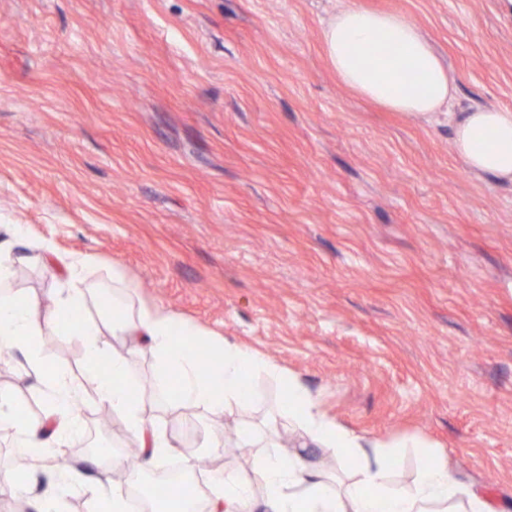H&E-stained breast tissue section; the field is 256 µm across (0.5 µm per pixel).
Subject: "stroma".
Wrapping results in <instances>:
<instances>
[{"instance_id":"obj_1","label":"stroma","mask_w":512,"mask_h":512,"mask_svg":"<svg viewBox=\"0 0 512 512\" xmlns=\"http://www.w3.org/2000/svg\"><path fill=\"white\" fill-rule=\"evenodd\" d=\"M414 21L455 79L448 111L405 117L346 87L320 35L340 8ZM512 108V13L501 0H0V221L21 224L15 286L53 308L61 276L31 263L93 255L89 282L120 267L138 300L247 347L297 376L354 435L396 447L394 480L447 455L459 482L512 508V182L468 172L451 113ZM45 355L84 385L67 471L104 487L126 457L119 414L102 420L84 351L64 330ZM0 393L44 409L16 348ZM215 416L161 403L143 415L242 474L250 456L199 438L267 427L285 387ZM17 481L0 432V493Z\"/></svg>"}]
</instances>
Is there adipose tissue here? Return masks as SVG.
Returning a JSON list of instances; mask_svg holds the SVG:
<instances>
[{"instance_id":"1","label":"adipose tissue","mask_w":512,"mask_h":512,"mask_svg":"<svg viewBox=\"0 0 512 512\" xmlns=\"http://www.w3.org/2000/svg\"><path fill=\"white\" fill-rule=\"evenodd\" d=\"M321 43L340 81L388 111L424 116L439 111L454 96L447 69L417 25L403 15L345 7L323 26ZM358 45L377 49L376 59L353 56ZM451 139L467 171L512 180V109L477 106L460 113L451 124ZM21 232V225L0 224V353L18 346L26 349L31 369L42 377L47 408L42 421L25 422L20 403L0 395V431L11 432L25 473L48 468L53 451L81 434L82 422L74 411L80 385L65 369L47 363L35 344L45 324L70 330L85 348V376L99 401L125 415L128 433L141 449L140 460L132 467L114 459L113 468H124L126 477L124 484L109 489L57 473V484L65 493L84 498L90 512H129L131 496L146 471L171 449L142 413L140 389L130 368L135 350L105 351L97 342L103 323L113 334L133 338L139 349L157 360L162 374L157 392L174 407L201 408L215 415L250 408L256 396L244 380L261 373L288 391L277 408L275 424L295 425L312 446L335 449L355 465L351 479L337 483L302 456L274 453L271 433L243 430L238 445L253 451L250 476L226 468L213 472V494L203 502L183 485H170L168 500L175 512H254L259 489L264 492L265 512H498L476 490L458 483L447 458L429 448L424 451L426 465L412 484L391 481L392 458L328 419L296 376L236 343L208 337L173 312L135 304L134 286L120 270H113L111 287L88 285L87 274L95 267L89 255L68 257L57 308L52 320H45L36 303L14 287L20 258L13 243ZM88 303L96 308L99 322L75 319V312ZM203 352L211 359L206 372L200 367Z\"/></svg>"}]
</instances>
